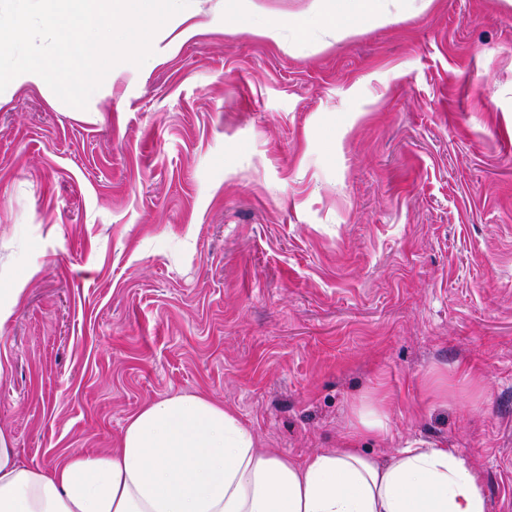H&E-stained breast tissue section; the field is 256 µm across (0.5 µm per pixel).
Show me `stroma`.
Returning <instances> with one entry per match:
<instances>
[{
  "label": "stroma",
  "instance_id": "1",
  "mask_svg": "<svg viewBox=\"0 0 512 512\" xmlns=\"http://www.w3.org/2000/svg\"><path fill=\"white\" fill-rule=\"evenodd\" d=\"M224 10L87 108L0 103V434L50 468L201 393L302 459L380 391L367 453L448 443L512 512V5L389 0L295 49ZM26 281L19 279L14 282L12 288H7L5 292L0 289V329L8 322L11 314L13 302L17 299L25 290ZM6 296L3 297V295Z\"/></svg>",
  "mask_w": 512,
  "mask_h": 512
}]
</instances>
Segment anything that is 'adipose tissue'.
I'll return each instance as SVG.
<instances>
[{"instance_id":"1","label":"adipose tissue","mask_w":512,"mask_h":512,"mask_svg":"<svg viewBox=\"0 0 512 512\" xmlns=\"http://www.w3.org/2000/svg\"><path fill=\"white\" fill-rule=\"evenodd\" d=\"M386 0H317L312 24L343 34L383 22ZM388 398L361 403L339 447L304 459L262 447L200 394L142 406L112 448L53 467L20 461L0 436V512H487L482 473L447 444L415 439L385 459Z\"/></svg>"}]
</instances>
